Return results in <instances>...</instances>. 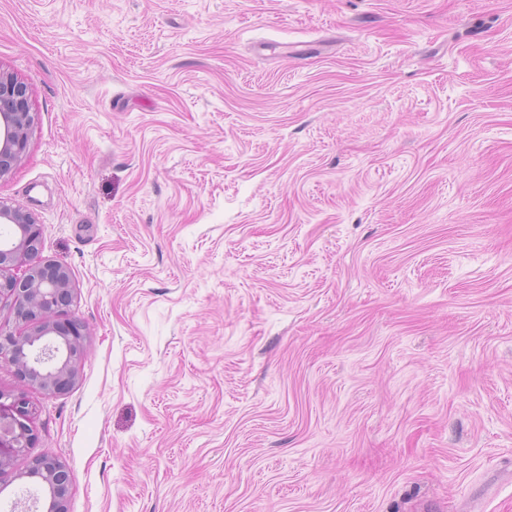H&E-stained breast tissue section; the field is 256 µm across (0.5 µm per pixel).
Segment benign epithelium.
I'll return each mask as SVG.
<instances>
[{
  "mask_svg": "<svg viewBox=\"0 0 512 512\" xmlns=\"http://www.w3.org/2000/svg\"><path fill=\"white\" fill-rule=\"evenodd\" d=\"M37 114L29 105L26 88L0 71V178L25 154ZM0 223L14 226L11 241L0 243V299L10 300L16 329L0 325V362L15 366L26 385L47 394L73 386L88 352L85 326L77 319L67 331L57 324L58 313L69 305L72 281L69 270L38 259L40 237L34 216L0 202ZM23 267L22 279L11 270ZM29 406L21 397L3 402L0 394V471L30 447ZM28 477H37L51 498L50 512H66L67 471L52 454L32 461Z\"/></svg>",
  "mask_w": 512,
  "mask_h": 512,
  "instance_id": "7a95c632",
  "label": "benign epithelium"
}]
</instances>
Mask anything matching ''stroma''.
Instances as JSON below:
<instances>
[{
  "instance_id": "stroma-1",
  "label": "stroma",
  "mask_w": 512,
  "mask_h": 512,
  "mask_svg": "<svg viewBox=\"0 0 512 512\" xmlns=\"http://www.w3.org/2000/svg\"><path fill=\"white\" fill-rule=\"evenodd\" d=\"M0 200L89 354L68 512H512V0H0ZM36 120L26 88L0 70V178L25 154Z\"/></svg>"
}]
</instances>
